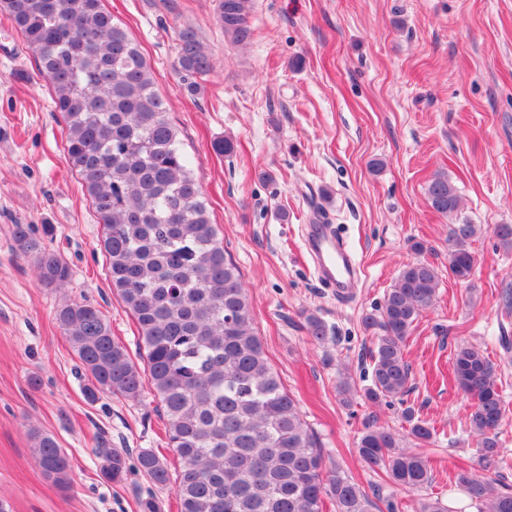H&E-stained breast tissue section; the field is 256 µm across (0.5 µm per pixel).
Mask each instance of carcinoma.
Returning <instances> with one entry per match:
<instances>
[{
    "label": "carcinoma",
    "instance_id": "obj_1",
    "mask_svg": "<svg viewBox=\"0 0 512 512\" xmlns=\"http://www.w3.org/2000/svg\"><path fill=\"white\" fill-rule=\"evenodd\" d=\"M254 0H217L224 37L246 44L254 36ZM35 54L38 72L66 125L65 152L105 229L103 249L111 286L133 315L145 366L112 336L103 312L82 300H66L56 320L79 368L90 379L87 397L109 394L137 401L150 393L166 417L168 446L180 462L171 478L167 461L151 449L137 454L138 468L153 483H175L178 512H400L387 488L409 494L433 481L431 464L401 448L422 444L431 427L407 406L401 427L370 419L357 453L380 481L364 488L320 448L254 328V314L239 268L226 257L210 211L168 118L164 96L140 45L114 21L103 0H0ZM174 70L188 92L214 70L211 55L190 28L175 31ZM433 211L448 216L460 196L448 175L429 181ZM478 227L467 221L451 230L448 269L470 278ZM19 250L34 258L48 287L69 280V265L15 225ZM439 275L428 261L407 263L383 302L362 316L371 334V383L363 396L374 404L403 400L412 389L405 357L415 322L436 299ZM309 340L328 343V327L305 316ZM453 368L460 389L473 400L470 428L480 437L479 461L508 466L501 455L505 408L492 362L480 350L461 347ZM35 459L61 488L71 465L48 433H33ZM102 477L123 480L128 454L99 448ZM455 484L477 512H512V487L497 477L457 472ZM415 512H452L434 496L417 499Z\"/></svg>",
    "mask_w": 512,
    "mask_h": 512
}]
</instances>
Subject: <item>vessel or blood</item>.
<instances>
[{"instance_id":"1","label":"vessel or blood","mask_w":512,"mask_h":512,"mask_svg":"<svg viewBox=\"0 0 512 512\" xmlns=\"http://www.w3.org/2000/svg\"><path fill=\"white\" fill-rule=\"evenodd\" d=\"M304 247L319 280L334 288L338 298L349 297L360 284V266L353 252L336 237L331 225H307Z\"/></svg>"}]
</instances>
